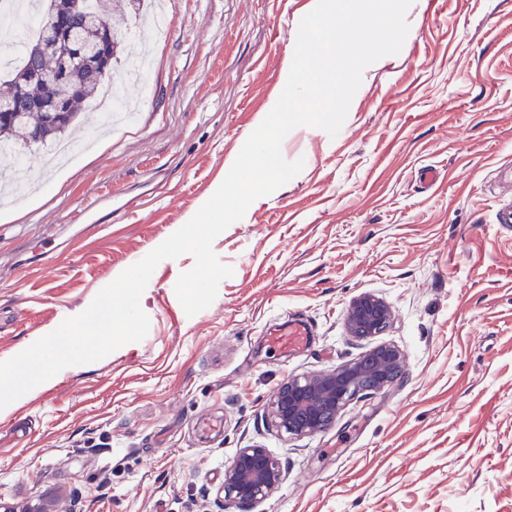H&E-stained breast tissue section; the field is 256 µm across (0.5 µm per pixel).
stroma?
<instances>
[{"instance_id": "35a3bbf8", "label": "stroma", "mask_w": 512, "mask_h": 512, "mask_svg": "<svg viewBox=\"0 0 512 512\" xmlns=\"http://www.w3.org/2000/svg\"><path fill=\"white\" fill-rule=\"evenodd\" d=\"M312 0H168L139 33L146 83L112 82L134 118L86 113L75 160L0 163V361L85 310L209 199L288 78ZM398 54L369 67L336 136L282 144L300 174L213 242L233 268L187 316L191 255L161 261L147 336L69 366L0 410V501L65 491L60 512H227L224 471L258 444L286 472L250 512H512V0H414ZM438 173L433 186L422 169ZM393 312L405 377L291 439L270 399L350 362L349 302ZM299 322L306 343L274 331Z\"/></svg>"}]
</instances>
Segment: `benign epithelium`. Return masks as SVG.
Masks as SVG:
<instances>
[{"label":"benign epithelium","mask_w":512,"mask_h":512,"mask_svg":"<svg viewBox=\"0 0 512 512\" xmlns=\"http://www.w3.org/2000/svg\"><path fill=\"white\" fill-rule=\"evenodd\" d=\"M109 0H64L56 17L41 29L53 40L64 33L74 42V51L64 55L51 72L36 71L33 79L58 83L75 68L97 61L102 74L109 76L112 28H105L97 41L80 40L77 35L95 19H103ZM67 99H51L14 107L0 103V117L21 120L26 112H66ZM391 321L388 305L365 293L354 298L346 309L345 327L359 339L380 336ZM404 357L390 344H379L360 358L315 374L288 379L271 403L270 419L278 432L290 437L311 436L328 430L354 398L395 385L403 375ZM284 480V471L267 451L254 445L245 448L224 472V500L237 505H255L272 494Z\"/></svg>","instance_id":"1"}]
</instances>
